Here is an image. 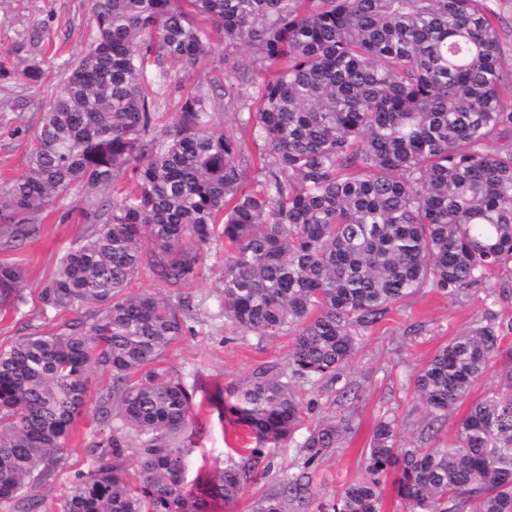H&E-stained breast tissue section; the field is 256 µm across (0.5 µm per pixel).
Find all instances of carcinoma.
I'll return each instance as SVG.
<instances>
[{"mask_svg":"<svg viewBox=\"0 0 512 512\" xmlns=\"http://www.w3.org/2000/svg\"><path fill=\"white\" fill-rule=\"evenodd\" d=\"M88 52L49 101L28 171L0 191V246L36 232L28 217L75 186L87 193L127 172L135 190L100 208L101 223L60 258L42 302L87 310L56 333L0 349V507L27 512L28 491L56 476L57 454L87 405V373L112 376L121 435L69 487L61 512H210L239 497L264 448L300 419L292 380L340 378L360 330L424 289L456 295L512 261V150L488 140L512 127L486 0H91ZM247 45L264 75L260 105L237 119L264 142L262 187L246 186L240 143L215 118L214 91L182 97L175 122L154 131L161 89L181 91L168 58L212 55L211 31ZM228 242L224 319L258 336L291 331L290 375H257L224 411L255 442L250 455L187 488L181 435L195 390L159 366L180 336L182 295L129 293L143 246L154 275L187 288L216 235ZM24 272L0 262V309L25 304ZM494 322L441 347L415 379L438 422L463 404L501 351ZM353 417L315 429L303 467L336 447ZM379 421L360 478L318 512H382L392 479L406 512H512V370L472 401L448 444L396 447ZM138 449L132 485L112 463ZM253 512H285L280 494Z\"/></svg>","mask_w":512,"mask_h":512,"instance_id":"obj_1","label":"carcinoma"}]
</instances>
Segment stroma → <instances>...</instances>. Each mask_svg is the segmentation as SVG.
<instances>
[{
    "label": "stroma",
    "mask_w": 512,
    "mask_h": 512,
    "mask_svg": "<svg viewBox=\"0 0 512 512\" xmlns=\"http://www.w3.org/2000/svg\"><path fill=\"white\" fill-rule=\"evenodd\" d=\"M92 34L89 0H0V188L26 173L32 139L45 107L66 67L88 50ZM212 49L213 56L195 66L168 59L164 67L187 91L208 86L216 78L222 80L226 88L224 129L240 142L244 175L254 185L260 176L253 162L263 152L264 143L253 139L232 115L256 110L263 76L251 69L248 48L238 47L235 60L250 68L249 84L240 88L237 74L220 62L222 33H213ZM34 67L43 71L41 80L26 78V71ZM87 209L84 187H74L67 197L33 216L39 226L36 237L12 250H0V261L23 267L27 298L20 309L0 310V348L30 332L58 330L71 320V313L45 306L40 292L66 249L95 223ZM224 258L223 240L203 247L198 275L184 290L191 307L185 329L161 360L162 367L194 388L202 403L184 439L190 450L186 480L191 484L238 462L241 449L252 445L245 428L216 405V396L228 395L265 370L290 372L292 334L258 336L225 321L218 293ZM485 315L506 325L502 347L512 350V262L459 296L424 290L392 306L381 321L363 331L359 349L340 380L296 382L302 408L291 439L269 448L270 470H256L236 502L216 505L214 512H252L259 498L282 491L288 480L303 473L318 498L307 504L287 501L286 512H317L319 502L360 476L362 453L375 424L383 418L395 419L401 445L434 448L447 443L465 407H456L439 423H431L414 393V378L440 347L469 331ZM111 385L106 373L91 370L88 408L76 419L63 445L55 480L31 490L30 512H51L58 507L75 477L95 466V443L116 434L117 403H109V417L97 410ZM347 414L354 417L352 432L344 434L337 447L326 451L311 468H303L302 444L310 431Z\"/></svg>",
    "instance_id": "stroma-1"
}]
</instances>
